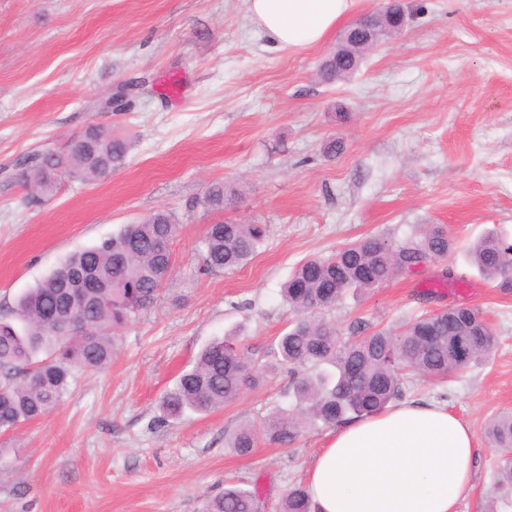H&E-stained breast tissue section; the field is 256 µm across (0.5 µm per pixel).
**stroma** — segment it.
<instances>
[{
    "label": "stroma",
    "instance_id": "35a3bbf8",
    "mask_svg": "<svg viewBox=\"0 0 512 512\" xmlns=\"http://www.w3.org/2000/svg\"><path fill=\"white\" fill-rule=\"evenodd\" d=\"M404 4V31L352 79L327 84L318 66L337 36L276 48L244 0H0V317L121 225L158 210L181 223L172 274L120 330L111 364L75 371L55 410L0 431V512H203L231 485L279 512L333 427L287 446L260 440L248 456L225 436L291 405L287 370L170 426L159 402L225 334L269 362L293 320L281 287L301 260L367 236L397 243L417 224L443 227L456 252L347 295L331 318L344 332L456 304L483 312L491 358L444 383L410 379L406 395L447 403L470 425L476 474L459 512H487L500 458L485 427L512 409V286L484 278L465 249L489 233L512 238V0ZM91 125L130 140L125 165L96 182L58 178L33 199L18 164L66 150ZM331 140L339 154H325ZM215 182L238 193L221 212L202 205ZM225 220L265 224L268 237L244 267L204 272V228Z\"/></svg>",
    "mask_w": 512,
    "mask_h": 512
}]
</instances>
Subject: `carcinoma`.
<instances>
[{
    "label": "carcinoma",
    "mask_w": 512,
    "mask_h": 512,
    "mask_svg": "<svg viewBox=\"0 0 512 512\" xmlns=\"http://www.w3.org/2000/svg\"><path fill=\"white\" fill-rule=\"evenodd\" d=\"M370 48L364 39H355L345 55L329 61L323 81L351 77ZM129 148L126 139L90 126L70 141L66 153L46 151L37 162L25 164L18 181L44 188L52 172L95 181L120 167ZM234 198L235 192L224 184L213 183L204 203L210 210H222ZM178 229V219L166 210L139 224H125L112 236L66 256L17 298L13 320L0 321V429L52 412L67 394L74 369L97 370L112 362L115 335L158 299V276L172 268ZM267 233L265 224L207 225L202 239L205 268L216 272L246 265ZM453 250L448 232L430 226L399 243L368 236L331 257L299 264L282 289L296 319L271 351L276 363L293 375L295 405L273 412L260 430L241 425L228 436L226 447L247 456L262 436L271 443L291 444L318 423L336 426L385 410L404 397L410 373L439 380L488 358L496 334L482 311L470 306L453 305L373 332L357 320L347 338L336 322L322 317L348 291L372 290L399 273L445 261ZM468 257L487 279L512 283V241L487 236L470 246ZM62 317L76 324L68 336L58 331L57 319ZM41 353L47 357L39 361ZM264 371L265 365L232 340H215L163 396L161 421L174 424L188 411L206 413L232 403ZM487 434L503 457L497 489L512 492V412L494 418ZM280 508L311 512L307 488H289ZM258 509L256 491L238 487L224 489L205 505V512Z\"/></svg>",
    "instance_id": "cac0c4a2"
}]
</instances>
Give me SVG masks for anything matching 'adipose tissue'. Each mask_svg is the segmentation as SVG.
Here are the masks:
<instances>
[{"label": "adipose tissue", "instance_id": "obj_1", "mask_svg": "<svg viewBox=\"0 0 512 512\" xmlns=\"http://www.w3.org/2000/svg\"><path fill=\"white\" fill-rule=\"evenodd\" d=\"M278 48L325 42L355 0H246ZM474 434L447 405L406 400L337 427L307 477L312 512H458L473 488Z\"/></svg>", "mask_w": 512, "mask_h": 512}]
</instances>
